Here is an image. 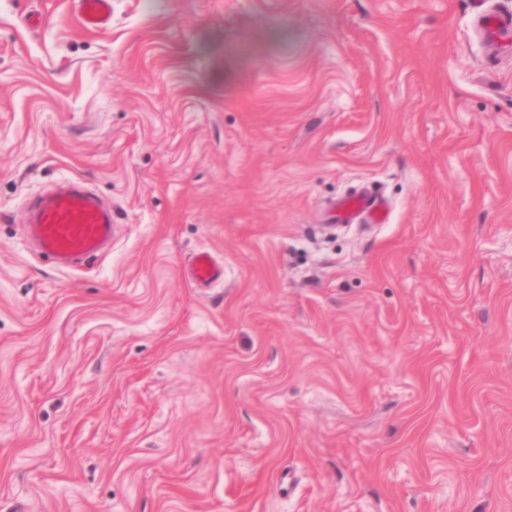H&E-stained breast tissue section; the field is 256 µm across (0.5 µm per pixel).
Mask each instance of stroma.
Wrapping results in <instances>:
<instances>
[{"instance_id":"obj_1","label":"stroma","mask_w":512,"mask_h":512,"mask_svg":"<svg viewBox=\"0 0 512 512\" xmlns=\"http://www.w3.org/2000/svg\"><path fill=\"white\" fill-rule=\"evenodd\" d=\"M469 2L0 0V512H512V45ZM69 178L116 234L61 271L23 226ZM362 185L390 222L328 233ZM82 27L92 32L105 30L112 20V0H78ZM189 280L196 288H207L223 277L215 258L207 251H199L187 268Z\"/></svg>"}]
</instances>
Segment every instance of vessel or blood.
Masks as SVG:
<instances>
[{"label":"vessel or blood","instance_id":"b4317fda","mask_svg":"<svg viewBox=\"0 0 512 512\" xmlns=\"http://www.w3.org/2000/svg\"><path fill=\"white\" fill-rule=\"evenodd\" d=\"M78 14L85 30L103 31L112 20V0H78ZM332 220L339 225L384 224L388 210L377 193L359 191L334 204ZM113 234L111 208L77 181H64L29 206L25 236L58 269L71 268L77 260L102 256ZM187 274L195 287L207 288L222 278L223 271L209 252L201 251L193 257Z\"/></svg>","mask_w":512,"mask_h":512}]
</instances>
